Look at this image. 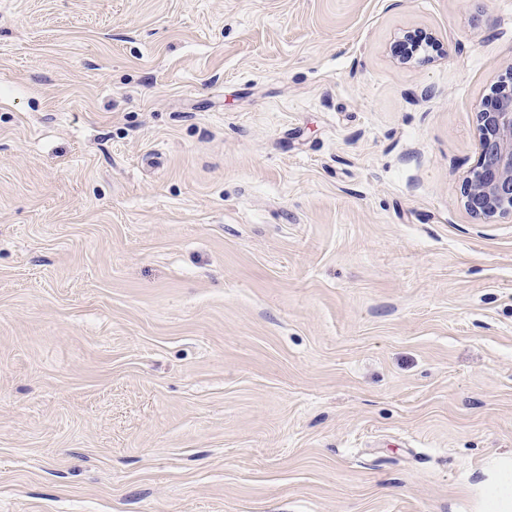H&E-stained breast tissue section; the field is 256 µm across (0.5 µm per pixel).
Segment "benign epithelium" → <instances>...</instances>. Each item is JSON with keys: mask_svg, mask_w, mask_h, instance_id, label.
<instances>
[{"mask_svg": "<svg viewBox=\"0 0 512 512\" xmlns=\"http://www.w3.org/2000/svg\"><path fill=\"white\" fill-rule=\"evenodd\" d=\"M436 49L432 38L407 33L399 61L406 64ZM479 155L465 177L461 204L482 224L512 218V70L494 87L477 112Z\"/></svg>", "mask_w": 512, "mask_h": 512, "instance_id": "obj_1", "label": "benign epithelium"}]
</instances>
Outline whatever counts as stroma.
Returning a JSON list of instances; mask_svg holds the SVG:
<instances>
[{"label": "stroma", "mask_w": 512, "mask_h": 512, "mask_svg": "<svg viewBox=\"0 0 512 512\" xmlns=\"http://www.w3.org/2000/svg\"><path fill=\"white\" fill-rule=\"evenodd\" d=\"M511 69L512 0H0V512H480ZM400 42H402V45L398 58L399 61L403 64L412 61L422 52H428L429 49L436 50L434 40L430 37L427 38L422 35L406 33ZM479 155L465 177L461 204L482 224L512 220V69L477 114Z\"/></svg>", "instance_id": "1"}]
</instances>
